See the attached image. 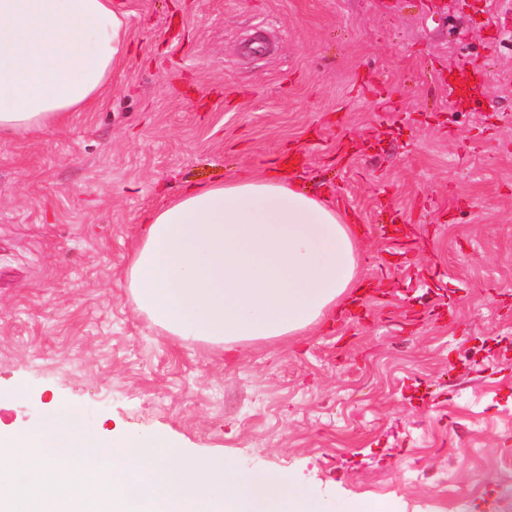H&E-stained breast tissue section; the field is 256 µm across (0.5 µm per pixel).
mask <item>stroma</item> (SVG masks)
<instances>
[{
	"instance_id": "stroma-1",
	"label": "stroma",
	"mask_w": 512,
	"mask_h": 512,
	"mask_svg": "<svg viewBox=\"0 0 512 512\" xmlns=\"http://www.w3.org/2000/svg\"><path fill=\"white\" fill-rule=\"evenodd\" d=\"M131 52L60 131L0 145V438H103L289 474L323 512H506L512 0H119ZM476 86L452 104L447 85ZM295 156L351 214L365 284L229 361L120 281L148 210Z\"/></svg>"
}]
</instances>
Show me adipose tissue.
<instances>
[{
	"instance_id": "1",
	"label": "adipose tissue",
	"mask_w": 512,
	"mask_h": 512,
	"mask_svg": "<svg viewBox=\"0 0 512 512\" xmlns=\"http://www.w3.org/2000/svg\"><path fill=\"white\" fill-rule=\"evenodd\" d=\"M128 27L117 0H0V141L63 129L97 102ZM360 264L350 217L272 169L186 185L148 211L123 286L165 335L233 356L322 324Z\"/></svg>"
}]
</instances>
